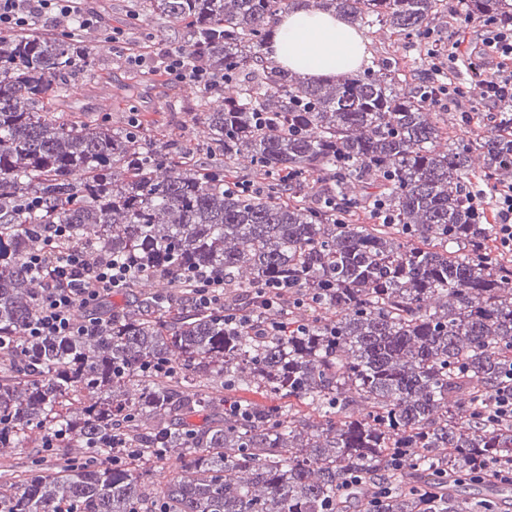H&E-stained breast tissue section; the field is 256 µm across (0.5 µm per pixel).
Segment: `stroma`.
I'll return each mask as SVG.
<instances>
[{
	"label": "stroma",
	"instance_id": "35a3bbf8",
	"mask_svg": "<svg viewBox=\"0 0 512 512\" xmlns=\"http://www.w3.org/2000/svg\"><path fill=\"white\" fill-rule=\"evenodd\" d=\"M88 4L107 24L123 29L129 47L136 49L147 42L159 47L182 43L180 22L156 16L145 0H88ZM363 39L369 57L375 60L395 54L413 66L423 53L421 41L385 29H373ZM92 58L91 69L76 75L65 99L46 104L50 117L60 121L93 119L115 127L135 118L152 136L174 127L191 142L206 140V128L194 118L196 87L171 83L152 58L142 68H134L104 44L97 45Z\"/></svg>",
	"mask_w": 512,
	"mask_h": 512
}]
</instances>
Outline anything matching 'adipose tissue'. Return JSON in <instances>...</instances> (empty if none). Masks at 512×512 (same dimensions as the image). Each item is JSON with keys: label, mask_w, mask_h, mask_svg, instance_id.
<instances>
[{"label": "adipose tissue", "mask_w": 512, "mask_h": 512, "mask_svg": "<svg viewBox=\"0 0 512 512\" xmlns=\"http://www.w3.org/2000/svg\"><path fill=\"white\" fill-rule=\"evenodd\" d=\"M268 56L279 68L320 82L355 73L368 54L349 21L330 11L298 7L277 23Z\"/></svg>", "instance_id": "adipose-tissue-1"}]
</instances>
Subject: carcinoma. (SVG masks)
I'll list each match as a JSON object with an SVG mask.
<instances>
[{
    "mask_svg": "<svg viewBox=\"0 0 512 512\" xmlns=\"http://www.w3.org/2000/svg\"><path fill=\"white\" fill-rule=\"evenodd\" d=\"M147 2L236 88L220 105L198 96L201 144L48 117L44 100L63 95L87 44L0 33V335L15 343L0 350V449L38 448L49 429L76 449L53 471L34 457L20 491L0 482L5 512H330L355 474V512H495L440 485H479L476 464L512 461V422L490 418L512 376V276L460 194L512 184V105L476 132L432 110L435 82L467 84L429 62L408 75L383 57L332 84L280 69L264 49L301 0ZM306 2L444 51L431 33L448 0ZM458 3L468 19L512 22V0ZM377 200L393 222L372 217ZM46 224L70 225L63 248L136 264L131 287L156 290L93 336L27 341L40 286L22 263ZM197 266L224 270L216 307L173 301L195 287L179 272ZM284 280L283 302L254 307L280 335L224 325V311ZM157 360L175 372L142 371ZM216 381L224 422H186L211 412ZM114 434L137 449L118 465ZM175 451L185 463L172 482L133 469ZM376 481L391 492L373 505Z\"/></svg>",
    "mask_w": 512,
    "mask_h": 512,
    "instance_id": "obj_1",
    "label": "carcinoma"
}]
</instances>
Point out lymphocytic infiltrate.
Listing matches in <instances>:
<instances>
[{"instance_id": "1", "label": "lymphocytic infiltrate", "mask_w": 512, "mask_h": 512, "mask_svg": "<svg viewBox=\"0 0 512 512\" xmlns=\"http://www.w3.org/2000/svg\"><path fill=\"white\" fill-rule=\"evenodd\" d=\"M39 19L75 21L83 28L102 24L98 12L86 7L84 0H0V33L26 29ZM480 40L489 49L490 59L477 70L479 84L486 104L495 109L512 100V26L488 28ZM161 63L177 82L206 90L213 86L209 70L185 48L165 49ZM492 198V206L484 207L483 213L493 228V243L501 253L512 255V185L495 188ZM67 232L64 224L48 226L42 247L24 257L26 275L41 287L36 310L25 325L29 340L46 341L77 330L95 333L108 326L112 316L106 311L107 303L124 295L133 275L131 264L108 256L90 257L76 245L63 253L54 252V243ZM79 309L86 313L80 326L74 321Z\"/></svg>"}]
</instances>
